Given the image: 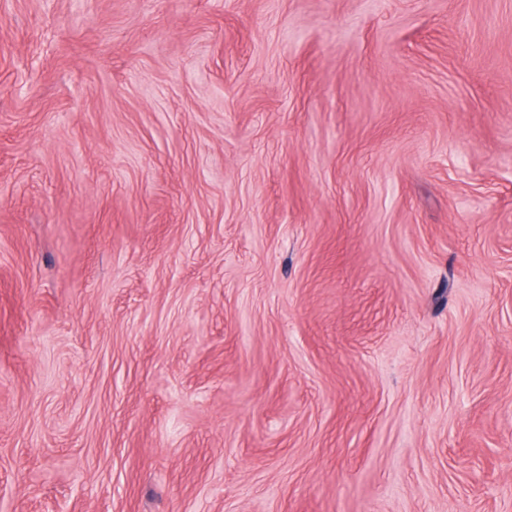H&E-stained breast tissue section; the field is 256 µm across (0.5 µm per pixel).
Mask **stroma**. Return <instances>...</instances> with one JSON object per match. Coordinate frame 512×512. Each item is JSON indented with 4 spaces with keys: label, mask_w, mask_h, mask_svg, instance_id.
<instances>
[{
    "label": "stroma",
    "mask_w": 512,
    "mask_h": 512,
    "mask_svg": "<svg viewBox=\"0 0 512 512\" xmlns=\"http://www.w3.org/2000/svg\"><path fill=\"white\" fill-rule=\"evenodd\" d=\"M0 512H512V0H0Z\"/></svg>",
    "instance_id": "stroma-1"
}]
</instances>
